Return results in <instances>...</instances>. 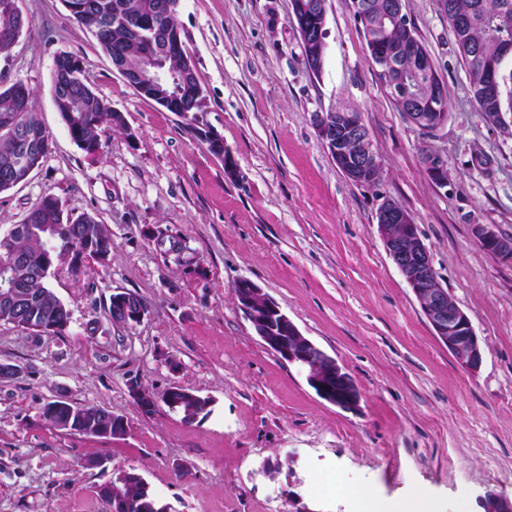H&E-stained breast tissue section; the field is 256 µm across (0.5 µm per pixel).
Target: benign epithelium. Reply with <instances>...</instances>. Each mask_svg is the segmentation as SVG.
I'll return each mask as SVG.
<instances>
[{"label": "benign epithelium", "instance_id": "obj_1", "mask_svg": "<svg viewBox=\"0 0 512 512\" xmlns=\"http://www.w3.org/2000/svg\"><path fill=\"white\" fill-rule=\"evenodd\" d=\"M387 18L408 25L409 19L404 12V0H385ZM353 14L364 23L365 30L373 28V15L368 8V0H351ZM297 29L301 35L306 65L311 72L322 68L326 49V0H314L307 13L296 15ZM146 51L137 70L139 91L170 112L182 110V93L170 94L166 60L171 56L186 54L185 43L180 31L168 34L165 42L155 46L150 38H145ZM371 60L381 84L389 96L394 99L412 124L424 119L420 109L427 108L433 117L434 126L424 129L430 133L445 125L448 105L443 81L435 70L431 58L416 57L413 74L416 79L429 87V96L425 100L416 97L409 89L405 79L398 73L393 58L383 51L377 42H370ZM512 59V41L502 43L495 60L485 64L487 82L482 92L486 101H495L501 93L504 83L501 64ZM84 71L83 63L72 60L71 76L53 83L51 95L54 104L59 105L72 97L77 88V72ZM311 121L315 126L329 156L337 168L350 180L360 184H375L382 175V164L373 148L369 131L361 113L353 111L316 112ZM205 139L217 155L224 158L227 174L237 175L235 162L224 149L223 139L208 133ZM425 171L436 184H446L445 161L437 153H423ZM379 225L385 248L405 278L420 306L426 320L431 325L435 337L451 352L458 364L471 373L480 369L483 359L479 336L469 319L444 288L431 261L430 253L418 233V225L411 215L393 200H385L377 211ZM477 244L488 253L506 261H512V237L504 236L488 224H476L473 227ZM15 261L10 256L0 262V302L6 306H18L14 282L8 277V266ZM235 296L246 319L267 350L281 360L296 365L306 373V381L315 393L324 401L343 410L357 408L361 393L345 368L336 359L320 349L304 336L279 304L266 295L253 281L242 278L234 289ZM112 311L122 323L128 325L144 319L148 308L134 306L126 293L112 295ZM190 396L200 405V413L207 412L210 400L195 395L179 385L169 387L162 400H157L149 390L136 387L131 389L135 405L143 412L157 410L159 403L170 409L183 404V397ZM44 413L54 420L60 428L69 431L87 433L89 411L83 406L73 405L63 398L47 403ZM140 481L137 474L119 470L112 481L100 487L101 496L114 502L120 501L119 484ZM482 512H512V500L501 497L493 491L479 500Z\"/></svg>", "mask_w": 512, "mask_h": 512}]
</instances>
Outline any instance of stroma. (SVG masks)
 <instances>
[{
  "label": "stroma",
  "instance_id": "35a3bbf8",
  "mask_svg": "<svg viewBox=\"0 0 512 512\" xmlns=\"http://www.w3.org/2000/svg\"><path fill=\"white\" fill-rule=\"evenodd\" d=\"M30 27L0 78L23 80L51 150L26 184L0 192V234L45 194L65 214L112 233L107 262L82 275L56 263L48 284L70 309L64 334L0 322V512H108L99 488L115 470L140 474L173 512H478L493 491L512 499V263L481 249L472 227L512 236V132L490 124L440 0H404L416 37L448 93L447 123L422 134L377 78L351 0H326L319 73L303 61L291 0H179L175 14L206 99L201 122L240 172L182 118L139 94L63 0H19ZM82 59L93 91L126 118L104 127L91 156L51 97L54 60ZM361 113L382 162L373 185L336 167L311 122ZM446 161L445 185L423 151ZM407 209L433 267L470 318L483 349L466 372L433 334L388 256L376 214ZM256 283L299 330L334 357L361 392L358 410L320 399L305 372L266 350L238 307ZM149 308L113 323V294ZM163 396L179 385L211 398L185 422L142 413L130 384ZM63 398L123 416L125 435L56 427ZM188 469L178 477L176 466Z\"/></svg>",
  "mask_w": 512,
  "mask_h": 512
}]
</instances>
